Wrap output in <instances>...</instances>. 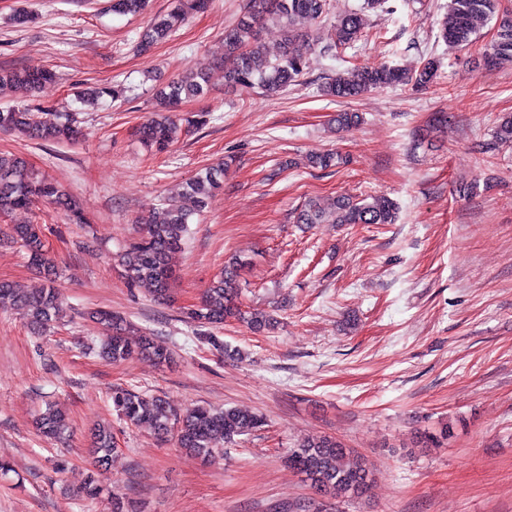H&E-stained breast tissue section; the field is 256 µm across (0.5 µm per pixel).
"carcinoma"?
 Returning a JSON list of instances; mask_svg holds the SVG:
<instances>
[{
    "label": "carcinoma",
    "mask_w": 512,
    "mask_h": 512,
    "mask_svg": "<svg viewBox=\"0 0 512 512\" xmlns=\"http://www.w3.org/2000/svg\"><path fill=\"white\" fill-rule=\"evenodd\" d=\"M145 0H112V12L136 14ZM209 0H176L174 7L154 17L140 36L144 50L167 39L178 24L188 16L207 9ZM327 0H248L245 10L235 23L224 30L227 54L224 60V81L242 90L259 88L267 94L279 93L298 84L306 74L307 56L316 51L332 58L352 46L363 36L362 10L327 22ZM495 21L496 33L483 50L486 64L512 62V13L501 8L500 0H449L438 37L451 47L467 49L479 39V31ZM272 22L281 31L280 54L269 59L262 55L259 37L264 24ZM211 64L195 63L178 80L159 90V98L174 110L185 99L200 97L208 88ZM438 72L436 61L429 59L413 72L380 63L374 66L352 65L343 73L327 78L321 86L324 96L357 99L373 89L391 87L412 81L426 86ZM48 70L1 69L0 90L7 86L36 89L53 81ZM357 112H338L333 117L336 129L346 130L359 124ZM0 128L17 130L33 140L46 143H66L80 136V121L76 114L57 109H42L36 114L30 109L0 110ZM182 119L175 115L151 119L138 127L144 145L165 152L178 141ZM314 168L323 170L340 165L338 156L316 153L308 158ZM224 180V167H206L189 178L181 194L153 208L138 220L137 235L116 256L118 265L131 285L151 287L158 301H166L177 278L176 257L184 248L188 224L194 212L205 209ZM190 199L194 208L186 207ZM40 200H47L69 213L71 220L82 223V215L67 191L57 183L39 177L28 168L26 159L15 153L0 152V212L33 211ZM397 206L389 198L377 196L358 201L348 195H338L325 201L310 200L297 216L300 224H393ZM10 239L23 248L29 263L46 282L38 291H25L9 281H0V310H12L26 321L33 333L40 335L59 323L63 313V298L56 283L59 272L49 257L42 227L33 219L27 224H14ZM240 263L224 266L204 291L189 318L201 327H219L233 319L246 323L250 331L263 333L275 328L276 318L263 311H244L236 288ZM101 325L104 339L98 355L106 362L117 363L139 357L163 363L170 357L168 349L151 334L133 327L124 317L110 309L89 313ZM112 405L125 423L146 426L166 438H176L182 450L213 459L224 453V445L237 442L263 425L260 415L239 408L216 409L197 406L179 413L161 396H146L139 392L117 388L112 392ZM35 424L47 439L62 440L70 432L69 418L64 410L50 405L40 413ZM94 455V471L81 493L91 499L108 494L111 512H130L119 494L108 491L99 478L100 472L112 468L114 441L112 430L100 427L90 436ZM288 464L320 492L341 498L362 496L373 482L374 473L365 459L353 453L340 441L328 436H311L302 440L288 454Z\"/></svg>",
    "instance_id": "1"
}]
</instances>
